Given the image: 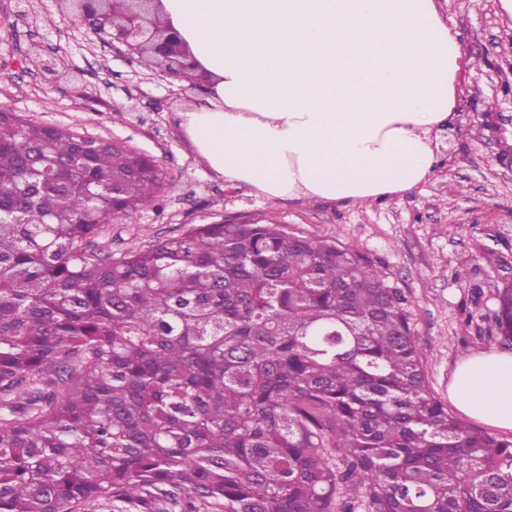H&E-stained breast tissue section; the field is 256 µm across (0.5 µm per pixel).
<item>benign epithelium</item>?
Segmentation results:
<instances>
[{"label": "benign epithelium", "instance_id": "1", "mask_svg": "<svg viewBox=\"0 0 512 512\" xmlns=\"http://www.w3.org/2000/svg\"><path fill=\"white\" fill-rule=\"evenodd\" d=\"M13 13L34 20L38 0H11ZM73 23L89 25L102 35L105 44L128 56L150 53L159 71L197 83L190 55L177 33L162 21L157 0H128L125 11H109V0H66Z\"/></svg>", "mask_w": 512, "mask_h": 512}]
</instances>
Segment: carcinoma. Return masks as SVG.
Masks as SVG:
<instances>
[{
  "instance_id": "obj_1",
  "label": "carcinoma",
  "mask_w": 512,
  "mask_h": 512,
  "mask_svg": "<svg viewBox=\"0 0 512 512\" xmlns=\"http://www.w3.org/2000/svg\"><path fill=\"white\" fill-rule=\"evenodd\" d=\"M163 183L0 113V512H512V440L431 394L408 300L360 251L259 222L99 245ZM490 287L468 322L511 345L512 280Z\"/></svg>"
}]
</instances>
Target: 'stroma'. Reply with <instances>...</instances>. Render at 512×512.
I'll list each match as a JSON object with an SVG mask.
<instances>
[{
	"mask_svg": "<svg viewBox=\"0 0 512 512\" xmlns=\"http://www.w3.org/2000/svg\"><path fill=\"white\" fill-rule=\"evenodd\" d=\"M457 33L462 67L457 116L439 135L440 163L417 189L362 205L269 202L250 186H229L209 172L182 135L177 114L191 100L189 82L162 78L112 52L72 24L58 0H40L38 25L0 0V106L40 124L118 141L151 156L165 173L162 209L149 206L108 226L102 242L123 255L181 234L194 224L231 217L284 225L355 247L401 288L431 393L447 402L456 363L498 348L483 323H467L474 282L492 279L481 261L491 250L512 262V26L497 0H437ZM41 41L56 73L25 60Z\"/></svg>",
	"mask_w": 512,
	"mask_h": 512,
	"instance_id": "35a3bbf8",
	"label": "stroma"
}]
</instances>
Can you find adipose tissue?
Segmentation results:
<instances>
[{
  "mask_svg": "<svg viewBox=\"0 0 512 512\" xmlns=\"http://www.w3.org/2000/svg\"><path fill=\"white\" fill-rule=\"evenodd\" d=\"M204 81L179 126L205 167L271 201L422 184L455 118L459 42L435 0H160ZM460 412L512 431V352L457 362Z\"/></svg>",
  "mask_w": 512,
  "mask_h": 512,
  "instance_id": "1",
  "label": "adipose tissue"
}]
</instances>
